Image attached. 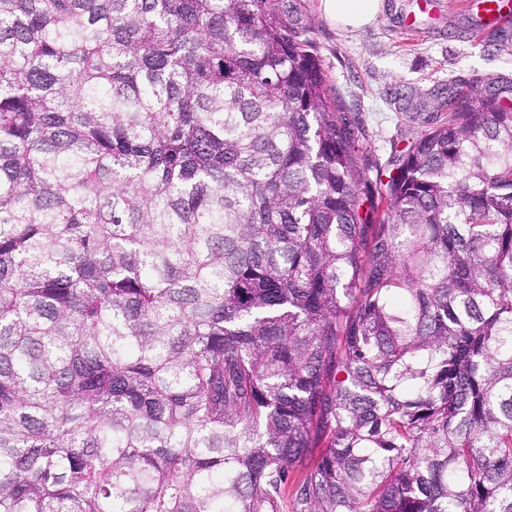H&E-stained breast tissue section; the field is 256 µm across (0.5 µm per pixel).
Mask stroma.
Returning <instances> with one entry per match:
<instances>
[{
	"instance_id": "stroma-1",
	"label": "stroma",
	"mask_w": 512,
	"mask_h": 512,
	"mask_svg": "<svg viewBox=\"0 0 512 512\" xmlns=\"http://www.w3.org/2000/svg\"><path fill=\"white\" fill-rule=\"evenodd\" d=\"M292 6L321 58L331 95L358 119L356 148L368 176L387 168L392 153L425 130L416 105L433 107L438 88L465 94L498 82L512 100V19L489 22L477 0H383L374 25L345 31L326 20L320 0Z\"/></svg>"
}]
</instances>
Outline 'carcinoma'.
<instances>
[{
    "mask_svg": "<svg viewBox=\"0 0 512 512\" xmlns=\"http://www.w3.org/2000/svg\"><path fill=\"white\" fill-rule=\"evenodd\" d=\"M303 31L0 0V512H512V107L372 180Z\"/></svg>",
    "mask_w": 512,
    "mask_h": 512,
    "instance_id": "cac0c4a2",
    "label": "carcinoma"
}]
</instances>
